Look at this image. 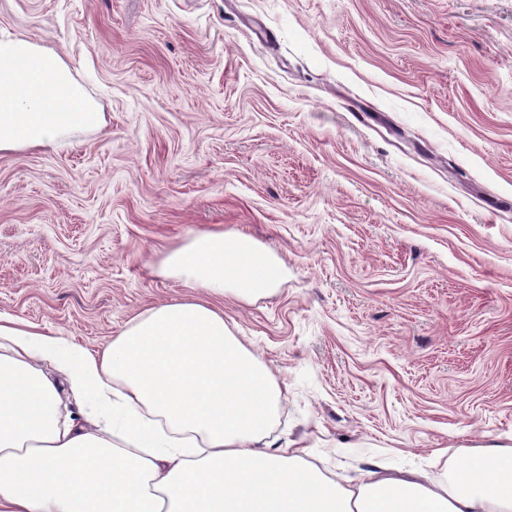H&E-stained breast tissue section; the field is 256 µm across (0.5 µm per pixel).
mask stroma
<instances>
[{
  "instance_id": "35a3bbf8",
  "label": "stroma",
  "mask_w": 512,
  "mask_h": 512,
  "mask_svg": "<svg viewBox=\"0 0 512 512\" xmlns=\"http://www.w3.org/2000/svg\"><path fill=\"white\" fill-rule=\"evenodd\" d=\"M105 121L0 154V318L102 349L222 229L272 294L217 305L271 435L348 486L512 435V0H0Z\"/></svg>"
}]
</instances>
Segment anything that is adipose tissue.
<instances>
[{
    "instance_id": "adipose-tissue-1",
    "label": "adipose tissue",
    "mask_w": 512,
    "mask_h": 512,
    "mask_svg": "<svg viewBox=\"0 0 512 512\" xmlns=\"http://www.w3.org/2000/svg\"><path fill=\"white\" fill-rule=\"evenodd\" d=\"M102 124L58 53L0 41V153ZM159 273L246 301L283 275L252 238L221 231L170 250ZM66 391L109 424L95 434L61 421ZM280 397L206 301L155 305L96 353L0 323V512H512V444L473 448L440 481L381 467L347 489L270 441Z\"/></svg>"
}]
</instances>
